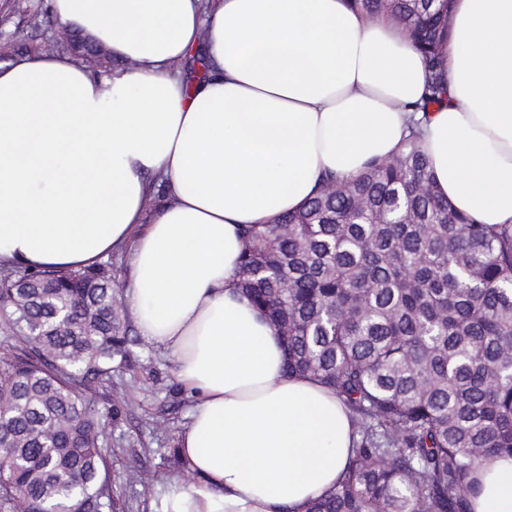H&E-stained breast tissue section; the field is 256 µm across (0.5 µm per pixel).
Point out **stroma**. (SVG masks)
<instances>
[{
  "label": "stroma",
  "instance_id": "1",
  "mask_svg": "<svg viewBox=\"0 0 512 512\" xmlns=\"http://www.w3.org/2000/svg\"><path fill=\"white\" fill-rule=\"evenodd\" d=\"M61 31L47 0H0V62L32 52L58 54ZM131 351L132 367L115 369L98 403L100 412L111 415L104 431L111 512H161L160 485L145 478L163 469L168 480L189 481L173 452L192 397L168 355L141 339Z\"/></svg>",
  "mask_w": 512,
  "mask_h": 512
}]
</instances>
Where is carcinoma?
I'll return each instance as SVG.
<instances>
[{
  "instance_id": "obj_1",
  "label": "carcinoma",
  "mask_w": 512,
  "mask_h": 512,
  "mask_svg": "<svg viewBox=\"0 0 512 512\" xmlns=\"http://www.w3.org/2000/svg\"><path fill=\"white\" fill-rule=\"evenodd\" d=\"M399 17L445 99L449 0H351ZM239 288L266 314L286 372L353 414L343 476L306 512H474L491 455L512 457V224L456 212L428 173L420 132L354 180L241 229ZM0 512H107L96 410L112 362L130 366L112 263L0 264Z\"/></svg>"
}]
</instances>
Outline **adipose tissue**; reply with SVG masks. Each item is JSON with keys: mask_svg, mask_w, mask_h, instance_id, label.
Segmentation results:
<instances>
[{"mask_svg": "<svg viewBox=\"0 0 512 512\" xmlns=\"http://www.w3.org/2000/svg\"><path fill=\"white\" fill-rule=\"evenodd\" d=\"M49 3L121 65L0 63V260L80 268L127 249L138 332L195 398L180 453L199 481L163 512H304L345 467L350 416L285 375L280 337L237 286L239 230L397 154L413 119L449 204L512 224V0H452L448 99L417 114L422 54L395 16L348 0ZM197 54L188 86L175 65ZM154 176L167 195L150 215ZM478 478L475 512H512V458Z\"/></svg>", "mask_w": 512, "mask_h": 512, "instance_id": "adipose-tissue-1", "label": "adipose tissue"}]
</instances>
